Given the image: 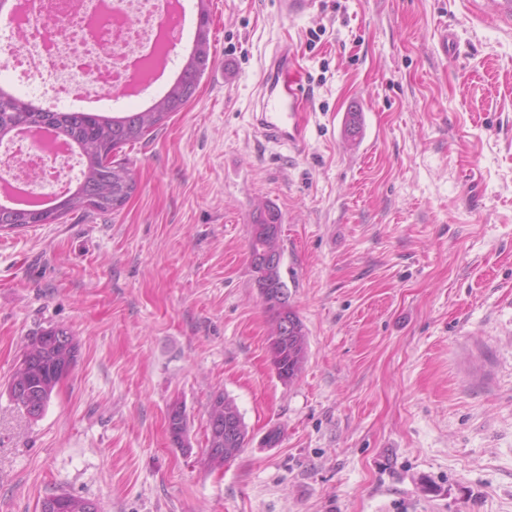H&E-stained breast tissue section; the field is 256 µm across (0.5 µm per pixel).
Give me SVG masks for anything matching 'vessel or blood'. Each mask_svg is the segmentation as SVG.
Masks as SVG:
<instances>
[{
	"label": "vessel or blood",
	"instance_id": "b4317fda",
	"mask_svg": "<svg viewBox=\"0 0 512 512\" xmlns=\"http://www.w3.org/2000/svg\"><path fill=\"white\" fill-rule=\"evenodd\" d=\"M308 97L287 46L272 52L261 66L254 114L256 130L266 142L299 152L305 147Z\"/></svg>",
	"mask_w": 512,
	"mask_h": 512
}]
</instances>
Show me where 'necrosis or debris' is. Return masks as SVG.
I'll list each match as a JSON object with an SVG mask.
<instances>
[{
  "mask_svg": "<svg viewBox=\"0 0 512 512\" xmlns=\"http://www.w3.org/2000/svg\"><path fill=\"white\" fill-rule=\"evenodd\" d=\"M189 35L188 14L161 0H23L18 17L0 19V65L37 83L39 101L53 110L117 103L140 89L134 70L157 47L172 49ZM0 154L12 160L0 182L21 196L45 199L71 183L74 153L51 131L10 141Z\"/></svg>",
  "mask_w": 512,
  "mask_h": 512,
  "instance_id": "necrosis-or-debris-1",
  "label": "necrosis or debris"
}]
</instances>
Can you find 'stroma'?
<instances>
[{"mask_svg":"<svg viewBox=\"0 0 512 512\" xmlns=\"http://www.w3.org/2000/svg\"><path fill=\"white\" fill-rule=\"evenodd\" d=\"M210 9L214 67L123 148L126 205L0 231V512L61 492L102 512H512V24L472 0ZM280 41L312 101L299 153L252 129ZM266 202L308 332L290 384L247 250ZM57 325L78 362L31 422L6 386L27 337ZM216 392L248 444L213 471ZM176 399L186 450L167 428Z\"/></svg>","mask_w":512,"mask_h":512,"instance_id":"obj_1","label":"stroma"}]
</instances>
